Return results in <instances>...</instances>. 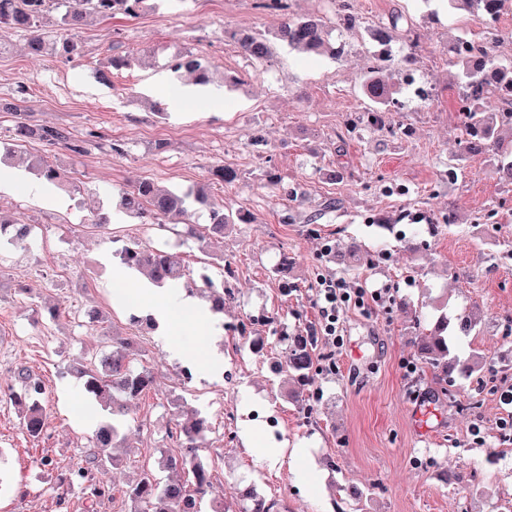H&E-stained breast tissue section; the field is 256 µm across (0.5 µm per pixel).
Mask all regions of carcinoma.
<instances>
[{"label":"carcinoma","mask_w":512,"mask_h":512,"mask_svg":"<svg viewBox=\"0 0 512 512\" xmlns=\"http://www.w3.org/2000/svg\"><path fill=\"white\" fill-rule=\"evenodd\" d=\"M335 14L342 25L354 28L359 21L355 0H334ZM450 12L477 11L490 20H496L509 0H438ZM65 7L60 18L63 34L47 39L39 29L41 21L53 7ZM152 7V0H0V46L3 37L13 32L29 33L27 51L41 56L48 51L62 59L82 56V46L76 31L91 19L108 21L117 18L133 19ZM258 7L283 16L284 22L273 32H241L237 36L241 54L256 62H267L271 57V41H283L288 46L308 55L338 57L341 48L330 41L329 19L325 16L295 18L289 12L286 0H260ZM400 17L392 18L389 25L371 32L372 40L382 47L377 63L361 76L359 90L365 101L367 128L371 132L389 133L395 123L392 107L397 102L400 84L385 74L383 63L392 61L391 44L396 41ZM460 50L451 54V62L459 72L458 98L462 138L459 152L468 156H483L498 179L512 184V140L505 142L501 130L512 115V59H501L492 53V45L480 43L474 50L458 42ZM133 57H114L98 70V78L109 80V71L131 65ZM174 72L183 71L197 85L213 81L210 66L192 53L174 56L168 64ZM10 141L15 149L32 143L45 147L66 149L80 154L84 147L71 139L65 127L33 123L21 118L10 129ZM30 168L39 179L58 184L61 172L57 165L43 155L30 156ZM212 178L226 184L241 179L234 168L217 165L211 169ZM200 204L209 208L210 222L207 235L224 237V229L234 224H251L255 217L239 211L226 213L222 207L209 203L205 188L172 190L143 179L129 189L119 192V209L126 215L163 227L179 223L189 215V209ZM123 265L142 274L159 287L182 280L208 293L212 309L224 310V285H215L207 275L195 281L187 277V269L173 253L162 249L144 248L138 244L127 246L120 252ZM422 328L418 345L419 360L430 366L439 378L441 391L455 398L453 387L457 380L469 379L484 370L487 360L479 351L464 349L463 343L480 334L482 319L471 312L443 310L425 320L415 316ZM285 342L280 357L282 370L297 387H306L316 373L311 337L296 332L281 337ZM130 342L124 338L112 339V351L103 352L89 366L79 369L83 379L85 401L93 408L104 407L112 420L102 422L85 452L82 463L68 469V477L59 488L78 484L85 499L94 505L112 497V485L98 478L105 468L115 464L109 452L120 447L125 440L121 434L122 420L129 405L154 384L153 373L137 368L129 358ZM23 392L12 394V401L20 412V425L24 432L37 439L43 435L45 420L39 403L44 393L42 381L33 371L24 367L17 373ZM182 422L176 427L177 450L162 460V466L175 473L190 476L189 481L175 478L162 484L150 470H141L128 486L126 495L133 508L131 512H201V501L212 487L211 474L200 456L210 425L196 411H181ZM216 512H281L279 503L267 500L252 489L246 490L234 505L224 503Z\"/></svg>","instance_id":"obj_1"}]
</instances>
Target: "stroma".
I'll use <instances>...</instances> for the list:
<instances>
[{"mask_svg": "<svg viewBox=\"0 0 512 512\" xmlns=\"http://www.w3.org/2000/svg\"><path fill=\"white\" fill-rule=\"evenodd\" d=\"M255 3L154 0L138 18L82 29L83 55L74 63L28 55L19 34L0 46V96L25 83L19 106L32 119L66 126L79 138L91 131L102 137L80 155L54 152L70 178L60 191L66 207L28 197L25 185L36 176L21 164L15 167L20 183L0 189V207L38 228L36 252L0 251V512H87L77 487L57 505L56 470L79 462L103 416L79 409L83 391L75 369L107 349L114 333L139 345L136 364L154 371L156 385L129 412V445L117 451L120 465L104 473L112 496L96 512H129L125 484L174 451L169 433L183 404L212 426L202 455L213 487L202 512L250 487L280 501L285 512H512V439L499 431L500 419L512 414L499 401L512 388V189L480 156L463 161L456 178L448 176L461 138L448 47L461 37H483L490 24L475 13H432L425 0H357L359 25L331 33L342 46L339 58H306L277 43L265 68L249 65L225 37L230 28L268 31L280 24L279 15ZM398 13L410 17L420 44L393 45L396 57L412 56L406 74L414 79L402 90L397 114L409 134L395 139L351 125L363 111L360 77L379 50L368 31ZM175 52L205 59L218 81L211 94L160 114L154 106L166 89L159 75ZM126 55L135 58L132 68L113 72L108 84L97 79L108 59ZM258 128L268 141L261 152L249 144ZM114 143L123 154L111 152ZM218 163L239 170L242 179L212 181ZM338 165L348 172L344 181L322 178V170ZM265 169L278 175L280 190L263 186L258 175ZM143 179L183 190L208 184L225 210H247L256 220L226 231L215 249L204 248L188 228L204 230L206 210H194L190 225L163 229L117 211L119 189ZM292 192L303 195L306 212L327 197L340 206L319 223L286 224ZM405 207L418 213L413 229L429 243L414 256L394 233L367 223ZM451 208L458 224L427 237V224ZM93 209L109 214L107 229L90 228ZM331 240L344 251L359 243L388 252L392 261L345 271L325 250ZM132 242L166 247L233 293L218 317L219 373L172 359L164 336L114 300L108 285L121 266L119 251ZM285 259L293 267L283 278L275 269ZM321 275L386 288L385 307L344 309L342 346L314 337L327 368L297 403L275 367L282 350L277 335L317 324L314 285ZM443 304L483 318L481 334L469 342L490 358L491 369L483 382L455 387L458 400L479 399L470 411L439 397L429 368L402 374V361L416 357L415 313ZM51 307L58 318L49 317ZM92 308L106 316L104 327L88 326ZM22 366L45 385L46 432L36 440L22 431L8 398L21 389L15 371ZM257 441L281 449L279 460L257 457ZM45 456L54 468L42 465ZM476 471L483 475L477 485L469 481ZM351 484L369 487L361 503L347 498Z\"/></svg>", "mask_w": 512, "mask_h": 512, "instance_id": "1", "label": "stroma"}]
</instances>
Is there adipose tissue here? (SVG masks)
<instances>
[{
  "instance_id": "1",
  "label": "adipose tissue",
  "mask_w": 512,
  "mask_h": 512,
  "mask_svg": "<svg viewBox=\"0 0 512 512\" xmlns=\"http://www.w3.org/2000/svg\"><path fill=\"white\" fill-rule=\"evenodd\" d=\"M112 288L117 300L140 316L152 317L167 338L165 349L184 364L202 360L199 349L183 347L180 333L185 328H198L201 338L220 335L221 330L208 305L179 288L159 290L151 283L130 281L122 271H114Z\"/></svg>"
}]
</instances>
